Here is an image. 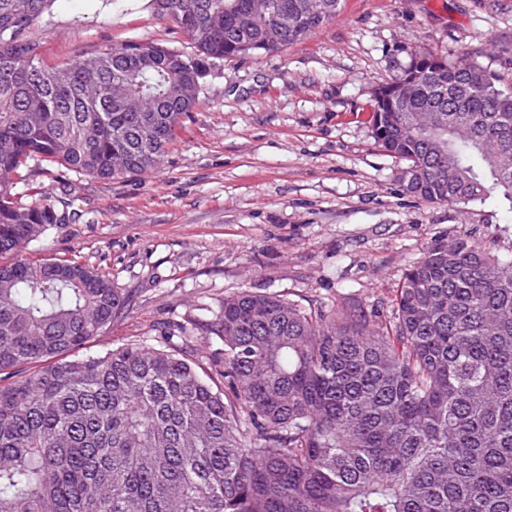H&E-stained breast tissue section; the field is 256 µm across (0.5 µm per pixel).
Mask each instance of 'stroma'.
I'll use <instances>...</instances> for the list:
<instances>
[{
	"mask_svg": "<svg viewBox=\"0 0 512 512\" xmlns=\"http://www.w3.org/2000/svg\"><path fill=\"white\" fill-rule=\"evenodd\" d=\"M29 36L48 65L128 42L193 51L154 0H54ZM418 48L468 54L512 82V0H341L304 41L207 65L202 100L157 169L67 183L34 167L17 187L21 204L70 199L77 217L29 255L84 261L127 298L126 314L77 356L183 331L206 368L224 355L214 326L225 296L386 316L428 248L466 237L512 247L505 207L423 202L397 180L403 161L373 143L375 85Z\"/></svg>",
	"mask_w": 512,
	"mask_h": 512,
	"instance_id": "stroma-1",
	"label": "stroma"
}]
</instances>
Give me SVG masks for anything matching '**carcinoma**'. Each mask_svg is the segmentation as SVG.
Returning a JSON list of instances; mask_svg holds the SVG:
<instances>
[{
  "mask_svg": "<svg viewBox=\"0 0 512 512\" xmlns=\"http://www.w3.org/2000/svg\"><path fill=\"white\" fill-rule=\"evenodd\" d=\"M52 0H0V512H512V249L460 239L405 270L390 316L224 297V357L127 343L68 358L127 309L74 259L25 256L73 218L21 205L30 163L112 180L162 162L205 65L296 44L340 0H166L194 55L145 42L56 66L28 36ZM411 58L374 92L375 145L419 199L512 211V84L468 55ZM443 92L448 143L398 137Z\"/></svg>",
  "mask_w": 512,
  "mask_h": 512,
  "instance_id": "cac0c4a2",
  "label": "carcinoma"
}]
</instances>
